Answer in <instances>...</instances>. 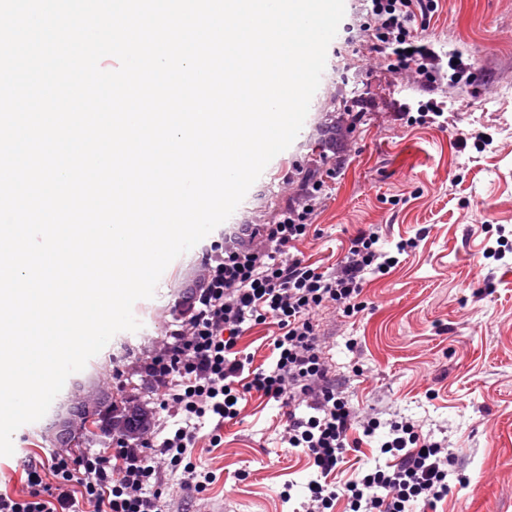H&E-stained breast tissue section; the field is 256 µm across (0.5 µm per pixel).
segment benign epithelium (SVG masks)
<instances>
[{"mask_svg": "<svg viewBox=\"0 0 512 512\" xmlns=\"http://www.w3.org/2000/svg\"><path fill=\"white\" fill-rule=\"evenodd\" d=\"M195 291L194 285L181 290L175 305L179 315L192 314ZM88 422L96 423L100 434L124 442L138 434V407L120 390L106 392L90 388L88 381H78L45 428L44 436L57 447L76 448L83 444Z\"/></svg>", "mask_w": 512, "mask_h": 512, "instance_id": "1", "label": "benign epithelium"}]
</instances>
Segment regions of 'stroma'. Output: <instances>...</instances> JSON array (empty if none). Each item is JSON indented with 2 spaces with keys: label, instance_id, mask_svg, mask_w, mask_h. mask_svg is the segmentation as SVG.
<instances>
[{
  "label": "stroma",
  "instance_id": "1",
  "mask_svg": "<svg viewBox=\"0 0 512 512\" xmlns=\"http://www.w3.org/2000/svg\"><path fill=\"white\" fill-rule=\"evenodd\" d=\"M353 13L342 23L354 24ZM425 35L440 53H462L472 68L454 82L441 71L432 88L397 80L383 61L363 69L355 47L326 68L305 123L291 146L267 165L229 220L172 261L153 298L135 302L138 331L117 333L91 358L79 380L107 387L140 384L136 367L156 356L180 324L177 293L200 278L212 255L223 252L238 224H271L303 197L301 181L286 175L314 164L324 180V203L309 236L297 246L321 266L335 263L358 230L376 226L385 249L416 239L384 277L368 276L365 309L347 318L320 311V339L333 372L360 411L381 422L413 421L422 436L454 453L447 496L431 512H512V268L485 256L498 236L512 240V0H439ZM369 108L360 123L338 117ZM443 107L447 126L419 125L412 117L429 104ZM492 137L485 151L460 146L461 135ZM273 321L253 325L238 347L253 366L273 363ZM241 415L225 423L220 445L202 429L192 456L215 474L202 492L181 472L161 466L154 491L166 512H299L313 477L299 448L281 442L287 406L244 393ZM46 420L21 426L14 453L0 456V487L24 491V468L49 457ZM354 445L340 465L341 480L375 466L376 439L354 428Z\"/></svg>",
  "mask_w": 512,
  "mask_h": 512
}]
</instances>
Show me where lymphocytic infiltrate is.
Wrapping results in <instances>:
<instances>
[{"label": "lymphocytic infiltrate", "instance_id": "lymphocytic-infiltrate-1", "mask_svg": "<svg viewBox=\"0 0 512 512\" xmlns=\"http://www.w3.org/2000/svg\"><path fill=\"white\" fill-rule=\"evenodd\" d=\"M367 20L360 31L369 53L389 59L391 72L429 87L436 81L439 55L424 41L414 22L438 9V0H361ZM322 182L304 185V205H288L273 224H244L237 242L208 260L197 309L171 330L163 355L144 363L158 383L162 410L179 415L167 435L148 431L137 447L117 448L115 464L96 453L85 454L81 468L68 455L55 454L28 465L25 494L0 491V512H162L150 488L158 481L157 460L182 471L186 484L205 490L212 472L192 457L205 421L237 418L241 391L257 390L270 400L305 406L307 415L289 414L285 442L303 449L317 471L304 512H331L346 494L350 512H410L433 507L448 493L454 457L447 446L421 437L412 422H392L379 451L385 464L337 487L331 477L348 447V432L360 425L374 435L377 418L359 415L342 396L319 339L317 311L333 305L343 316L363 311L359 296L366 274L384 276L398 263L411 241L384 250L375 230L350 238L335 267L321 269L292 252L310 231V220L323 203ZM275 319L276 359L270 368L250 369L237 349L245 324Z\"/></svg>", "mask_w": 512, "mask_h": 512}]
</instances>
